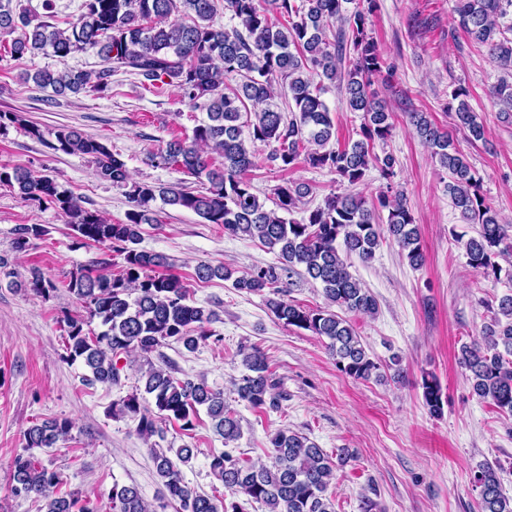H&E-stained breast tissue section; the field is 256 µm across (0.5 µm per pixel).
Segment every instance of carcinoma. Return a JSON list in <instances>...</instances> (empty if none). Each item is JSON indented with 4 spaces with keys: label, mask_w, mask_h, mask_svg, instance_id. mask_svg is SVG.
I'll return each instance as SVG.
<instances>
[{
    "label": "carcinoma",
    "mask_w": 512,
    "mask_h": 512,
    "mask_svg": "<svg viewBox=\"0 0 512 512\" xmlns=\"http://www.w3.org/2000/svg\"><path fill=\"white\" fill-rule=\"evenodd\" d=\"M356 0H83L82 12L71 27L61 29L38 21L14 0H0V36L11 37L12 56L51 53L59 58L93 51L102 68L91 71L39 69L24 76L57 96L106 91L112 74L124 69L146 81L171 85L192 103L203 101L206 120L193 130L191 140H174L151 154L156 166L175 167L201 180L203 189L181 183L155 185L133 182L124 160L100 140L72 127L54 132V149L88 157L94 175L118 187H130L131 208L125 219L114 222L87 210L81 197L60 188L50 177L15 167L0 171V184L17 190L20 197L53 205L77 238L104 246L123 256L116 274L106 267L79 268L71 273L67 289L86 304L89 318L100 320L103 330L92 337L84 322L67 318V358L81 361L88 385L119 382L115 357L139 351L149 354L168 340L192 351L214 335V311L190 303L189 289L171 273L170 259L139 248L142 225L157 222L156 201L194 212L208 224H219L233 237L258 241L278 251L279 262L256 266L240 276L223 266L200 264L201 281L233 280L239 291H269L267 305L286 326L310 331L328 339V348L344 374L367 380L379 369L367 354L353 327L331 307L372 315L375 298L349 271L353 256L367 262L382 237L399 247L408 263H425L421 231L404 191L387 184L369 201L356 193H331L322 204L297 220L291 214L311 193L303 182L276 186V208L270 209L254 192L244 173L254 166L256 143L272 147L269 160L287 170L299 163L326 169L356 187L372 167L385 178L394 176L392 155L374 152L393 132L387 105L371 91L373 78L386 68L383 55L368 34L369 15L376 0L365 9H349ZM230 14V25L216 26L219 8ZM512 12V0H456L457 26L472 40L488 48L503 72L489 96L499 117L512 122V33L501 20ZM336 31H331L333 24ZM238 78L236 87L224 91V78ZM343 92L351 112L362 114L361 139L344 147L330 145L335 124L321 98L324 81ZM288 93L290 116L269 107L275 96ZM463 89L454 94L457 126L470 139H484V124L465 100ZM414 134L431 149L439 166L449 174L448 196L462 220L479 225L477 235L462 242L468 264L485 275L500 277L496 261L512 257V225L486 202L480 179L454 144L448 131L425 112H408ZM19 124L37 139L43 131L25 122L17 112H0V128ZM45 233L40 224L15 229L14 245L24 251L30 240ZM303 275L321 286L327 307L305 308L286 298L283 280ZM24 288L44 297L56 288L33 271ZM460 367L473 393L512 415V292L501 296L491 322L478 340L460 346ZM247 370L234 383L238 399L262 409L276 406L274 384L267 357L258 349L243 354ZM144 392L154 409L141 405L138 393L118 402L120 411L138 418L137 433L148 441L163 436L161 421L194 429L198 408L206 409L224 442L241 436L240 419L224 401V392L209 387L202 378L179 379L166 368L148 363L141 373ZM422 394L433 412L441 410V390L436 379L423 377ZM71 424L64 421L34 424L25 432L28 449L51 448L66 438ZM271 452L259 464L224 451L211 455V474L232 493L261 503L266 512H335L328 490L335 480L336 463L307 436L279 429L270 435ZM162 498L179 504L181 512H241L236 502H217L185 482L179 464L194 457L184 444L173 450L150 449ZM480 488V512H512V498L504 496L497 469L486 464L474 475ZM13 491L45 500V512H94L81 505L77 494L58 497L59 476L34 457H18L13 465ZM112 512H154L135 486L112 487Z\"/></svg>",
    "instance_id": "1"
}]
</instances>
